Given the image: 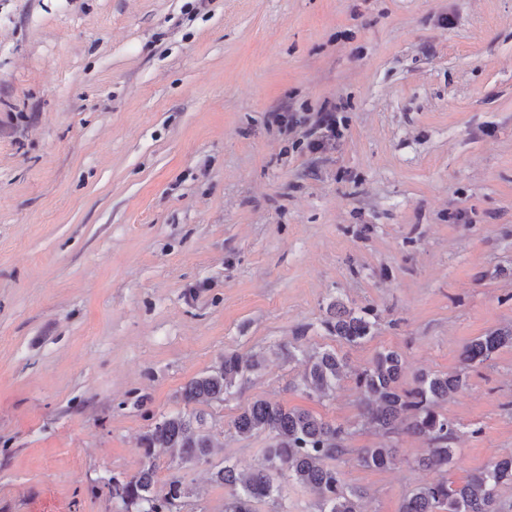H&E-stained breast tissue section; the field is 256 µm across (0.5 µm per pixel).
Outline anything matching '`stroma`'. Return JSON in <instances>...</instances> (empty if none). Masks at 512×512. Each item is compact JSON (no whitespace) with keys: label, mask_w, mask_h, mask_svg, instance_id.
I'll return each mask as SVG.
<instances>
[{"label":"stroma","mask_w":512,"mask_h":512,"mask_svg":"<svg viewBox=\"0 0 512 512\" xmlns=\"http://www.w3.org/2000/svg\"><path fill=\"white\" fill-rule=\"evenodd\" d=\"M341 105L343 135L307 128ZM339 300L380 316L337 343ZM512 324V0H0V512H125L113 477L144 463L162 416L195 412L205 463L155 449L180 512H224L225 462L258 467L267 434L233 419L263 398L349 424L337 466L366 512L462 482L512 453V348L442 407L457 463L361 425L344 380L318 401L276 345L382 349L449 372ZM266 354L224 402H185L225 352ZM391 446L389 469L357 448ZM337 112H341L340 106H334L331 110L317 113V117L311 123L307 135L308 148L311 151L324 150L336 144V139L341 133Z\"/></svg>","instance_id":"35a3bbf8"}]
</instances>
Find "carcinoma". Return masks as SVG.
Here are the masks:
<instances>
[{"mask_svg":"<svg viewBox=\"0 0 512 512\" xmlns=\"http://www.w3.org/2000/svg\"><path fill=\"white\" fill-rule=\"evenodd\" d=\"M376 322L373 309L355 310L337 300L330 304L324 325L336 340L361 345L371 339ZM504 347H512L511 325L466 345L461 369L443 374L422 373L405 387L400 384L406 369L402 355L386 349L377 352L368 365L355 373L362 423L383 434L402 429L426 438L428 448L417 465L448 469L455 463V449L450 443L457 428L440 411L441 405L467 388L469 369L490 360ZM263 363L264 359L254 355L226 352L207 374L187 384L184 398L189 403L200 399L224 401L233 395L238 379L259 370ZM346 368V361L336 351H316L308 356L306 370L294 387L310 398L322 400L336 393ZM232 426L240 437L267 433L272 444L265 451L264 465L246 475L229 464L217 471L218 480L232 489L225 512H255L257 502H277L279 488L274 476L285 471L316 495L318 512H364L366 493L347 487L336 466V461L349 452V425L258 399L236 416ZM141 445L149 462L130 477L112 478V497L128 508L136 507L137 512H178L187 491L180 480L172 479L162 493L155 492L152 449L166 448L172 458L180 461H208L214 444L203 417L196 413L166 416L144 434ZM357 456L363 467L386 469L395 464L396 450L386 446L360 448ZM508 484L512 485V455L491 460L459 485L443 480L416 487L403 500L400 512H503L499 491Z\"/></svg>","mask_w":512,"mask_h":512,"instance_id":"carcinoma-1","label":"carcinoma"}]
</instances>
